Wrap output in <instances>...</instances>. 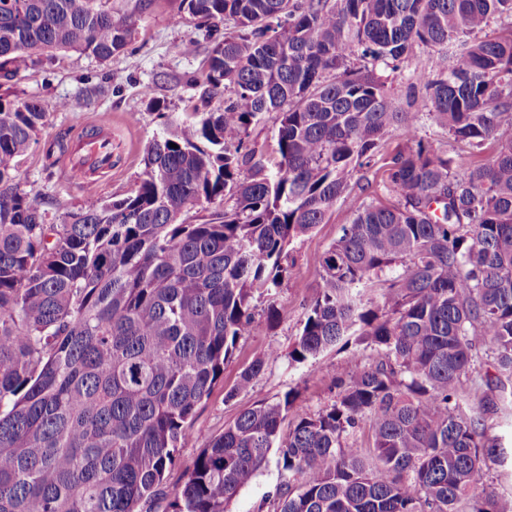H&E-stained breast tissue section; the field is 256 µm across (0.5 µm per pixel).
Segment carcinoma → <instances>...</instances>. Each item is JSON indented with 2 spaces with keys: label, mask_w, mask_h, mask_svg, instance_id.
Returning a JSON list of instances; mask_svg holds the SVG:
<instances>
[{
  "label": "carcinoma",
  "mask_w": 512,
  "mask_h": 512,
  "mask_svg": "<svg viewBox=\"0 0 512 512\" xmlns=\"http://www.w3.org/2000/svg\"><path fill=\"white\" fill-rule=\"evenodd\" d=\"M212 48L204 97L145 149L137 189L49 221L18 162L49 113L0 97V512H224L277 448L276 512H512L488 480L512 414V0H181ZM132 28L97 0H0V77L35 56L108 62ZM419 76L426 112L373 73L448 46ZM276 114L267 163L250 128ZM470 154L416 136L423 114ZM394 205L370 203L318 258L321 286L289 356L353 329L379 359L334 402L261 401L164 491L198 405L280 286L291 243L323 223L385 136ZM176 147H170V144ZM208 214L190 215L195 207ZM255 358L226 393L275 358ZM293 416L287 436L281 425ZM370 443L352 441L362 422ZM301 477L295 482V477Z\"/></svg>",
  "instance_id": "cac0c4a2"
}]
</instances>
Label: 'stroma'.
<instances>
[{"label": "stroma", "instance_id": "1", "mask_svg": "<svg viewBox=\"0 0 512 512\" xmlns=\"http://www.w3.org/2000/svg\"><path fill=\"white\" fill-rule=\"evenodd\" d=\"M101 3L115 19L126 21L133 29L123 54L103 63L90 56L57 51L41 56L11 80L0 82L1 94L12 100L39 101L49 114L37 143L19 160V181L52 220L80 208L84 191L77 179L65 178L62 172L47 174V145L60 135L75 139L100 116L110 117L112 153L118 162L112 171L101 175L99 193L107 200L131 194L142 172L146 145L192 111L198 88L191 83V76H202L215 41L235 28L231 20L213 30L200 27L191 18L175 23L180 0ZM78 96L85 100L82 111L60 109V102ZM365 176L370 181L367 190L356 188L344 195L324 224L291 243V277L270 295L255 298L254 330L240 341L233 358L225 364L223 381L198 406L193 421L196 436L183 443L181 465L168 474V488L181 484L184 467L192 464L205 439L223 433L243 409L258 401L279 399L290 391L297 394L300 411L318 412L335 400V379L377 359L376 350L352 342L338 343L304 363L289 356L307 305L321 281L317 257L338 239L342 224L360 206L389 200L374 169H367ZM271 349L278 351V359L267 364L251 388L228 398L240 372ZM277 458L276 452H269L264 466L229 503L227 512H275L274 496L284 480Z\"/></svg>", "mask_w": 512, "mask_h": 512}]
</instances>
